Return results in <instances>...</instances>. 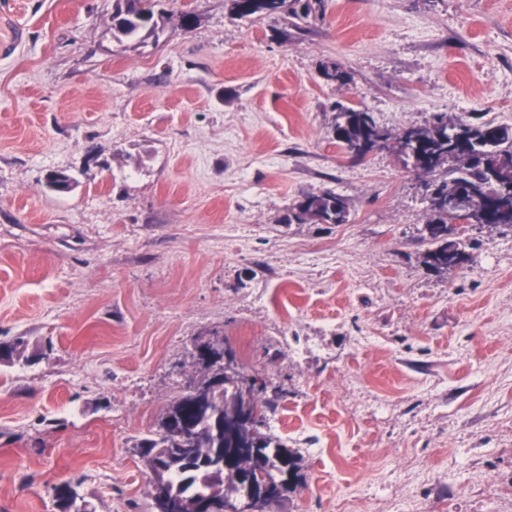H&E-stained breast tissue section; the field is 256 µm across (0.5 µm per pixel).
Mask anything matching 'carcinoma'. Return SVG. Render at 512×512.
<instances>
[{
  "label": "carcinoma",
  "mask_w": 512,
  "mask_h": 512,
  "mask_svg": "<svg viewBox=\"0 0 512 512\" xmlns=\"http://www.w3.org/2000/svg\"><path fill=\"white\" fill-rule=\"evenodd\" d=\"M158 0H116L112 13V38L121 45H139L143 37H159L156 19ZM233 19L258 20L279 16L291 21L324 19L328 0H226ZM320 75L328 82L347 84L349 72L330 63L320 66ZM336 141L356 161L363 163L369 155H357L368 145L375 150L382 143L394 142V148L404 164L411 169H427L432 177L434 191L424 196L426 221L420 229L421 241L427 243L424 264L428 270L442 274L461 267L470 260L464 246V237L470 226L457 229L448 224V214L458 208L456 200L479 198L475 202L472 219L480 226L512 228V128L490 122H472L460 118L448 124L441 116L420 125H412L397 133L378 123L373 113L360 108L339 106L334 129ZM349 205L338 193L327 190L319 195L303 194L292 206V220L305 223L311 219L325 224H344L348 221ZM209 362L205 376L223 379V387L212 392L216 420L197 414L187 400L176 399L160 419L157 429L140 439L136 448L147 459L150 469L161 465H179L171 487L179 495L203 499L210 495H227L225 489L237 495L240 485L231 472L214 478L205 465L211 460L213 449L223 441L213 431L214 423L230 426L233 438L243 444H258L273 450L271 467L276 461L288 465V471L298 469L293 453L275 436L264 433L267 414L274 410L281 389H273V396L258 399L253 389H245L246 376L224 363V341L204 345ZM179 417L193 423L195 433L190 440L192 451L182 454L184 444L170 434L169 421ZM57 506L61 512H86L77 500L65 496L63 486L55 488Z\"/></svg>",
  "instance_id": "obj_1"
}]
</instances>
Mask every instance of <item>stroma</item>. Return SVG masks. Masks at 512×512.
<instances>
[{
	"label": "stroma",
	"instance_id": "1",
	"mask_svg": "<svg viewBox=\"0 0 512 512\" xmlns=\"http://www.w3.org/2000/svg\"><path fill=\"white\" fill-rule=\"evenodd\" d=\"M114 6L0 0V345L25 343L0 359V512H58L64 482L154 512L136 445L216 331L284 392L300 482L271 512H512V229L429 271L414 172L334 134L340 104L511 128L512 0H329L300 31L161 0L126 50ZM329 189L347 223L289 222Z\"/></svg>",
	"mask_w": 512,
	"mask_h": 512
}]
</instances>
